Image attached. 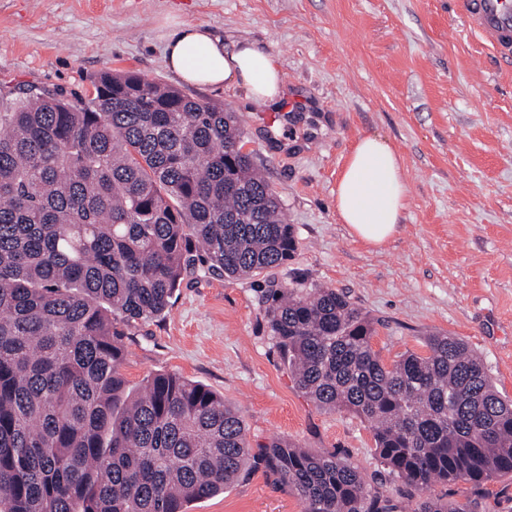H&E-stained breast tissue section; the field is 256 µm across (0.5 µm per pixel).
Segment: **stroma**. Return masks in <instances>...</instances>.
Masks as SVG:
<instances>
[{"label": "stroma", "mask_w": 512, "mask_h": 512, "mask_svg": "<svg viewBox=\"0 0 512 512\" xmlns=\"http://www.w3.org/2000/svg\"><path fill=\"white\" fill-rule=\"evenodd\" d=\"M175 22L278 57L288 96L276 108L241 87H180L238 113L298 249L251 278L188 271L163 317L126 328L127 384L138 389L157 373L203 384L241 409L253 446L280 437L339 453L411 512L370 424L320 410L297 388L266 332L260 290L275 281L342 292L372 319V347L387 364L425 354L426 332L461 338L512 398V63L492 54L453 0H0V83L82 94L102 72L135 71L175 85L163 60ZM365 134L397 150L409 187L398 231L379 247L349 235L333 195ZM427 495L512 512V475L477 490L437 482ZM189 512L302 506L257 465Z\"/></svg>", "instance_id": "35a3bbf8"}]
</instances>
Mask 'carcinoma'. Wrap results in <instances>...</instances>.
<instances>
[{"label": "carcinoma", "instance_id": "1", "mask_svg": "<svg viewBox=\"0 0 512 512\" xmlns=\"http://www.w3.org/2000/svg\"><path fill=\"white\" fill-rule=\"evenodd\" d=\"M0 512H188L258 460L303 512H397L334 452L254 457L240 409L174 373L132 394L121 323L165 314L200 263L245 278L297 249L236 113L135 72L86 95L0 86ZM264 323L317 408L374 431L403 488L512 473V401L446 333L390 365L374 323L329 287L275 282ZM414 512H461L422 500Z\"/></svg>", "mask_w": 512, "mask_h": 512}]
</instances>
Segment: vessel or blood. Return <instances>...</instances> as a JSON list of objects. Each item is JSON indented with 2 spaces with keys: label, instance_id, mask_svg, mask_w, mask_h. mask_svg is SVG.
I'll list each match as a JSON object with an SVG mask.
<instances>
[{
  "label": "vessel or blood",
  "instance_id": "1",
  "mask_svg": "<svg viewBox=\"0 0 512 512\" xmlns=\"http://www.w3.org/2000/svg\"><path fill=\"white\" fill-rule=\"evenodd\" d=\"M456 12L481 34L497 58L512 61V0H455Z\"/></svg>",
  "mask_w": 512,
  "mask_h": 512
}]
</instances>
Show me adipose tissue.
I'll list each match as a JSON object with an SVG mask.
<instances>
[{"label":"adipose tissue","mask_w":512,"mask_h":512,"mask_svg":"<svg viewBox=\"0 0 512 512\" xmlns=\"http://www.w3.org/2000/svg\"><path fill=\"white\" fill-rule=\"evenodd\" d=\"M168 70L188 84L241 87L257 103H277L284 93L278 59L250 41L225 48L203 26L184 23L164 45ZM408 198L399 156L388 141L360 136L336 183V211L355 239L378 247L392 238Z\"/></svg>","instance_id":"adipose-tissue-1"}]
</instances>
